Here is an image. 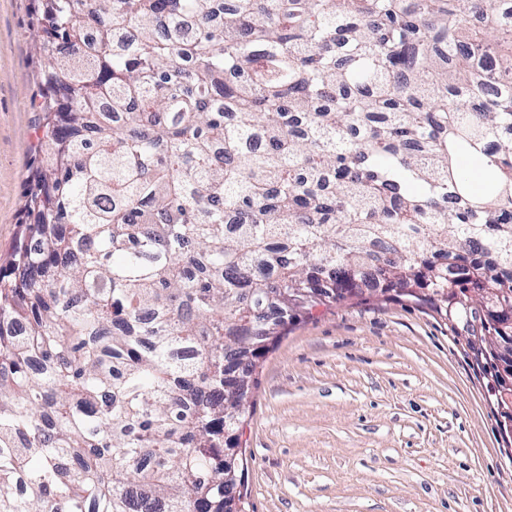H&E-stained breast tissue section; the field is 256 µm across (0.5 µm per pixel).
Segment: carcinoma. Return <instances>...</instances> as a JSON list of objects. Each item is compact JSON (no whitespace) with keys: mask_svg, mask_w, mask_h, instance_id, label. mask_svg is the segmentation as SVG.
Instances as JSON below:
<instances>
[{"mask_svg":"<svg viewBox=\"0 0 512 512\" xmlns=\"http://www.w3.org/2000/svg\"><path fill=\"white\" fill-rule=\"evenodd\" d=\"M40 2L0 512H225L224 438L295 312L365 288L512 307L501 0Z\"/></svg>","mask_w":512,"mask_h":512,"instance_id":"obj_1","label":"carcinoma"}]
</instances>
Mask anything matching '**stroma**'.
I'll return each mask as SVG.
<instances>
[{"mask_svg": "<svg viewBox=\"0 0 512 512\" xmlns=\"http://www.w3.org/2000/svg\"><path fill=\"white\" fill-rule=\"evenodd\" d=\"M35 0H0V269L30 217ZM474 305L368 292L289 320L258 363L246 512H512V436Z\"/></svg>", "mask_w": 512, "mask_h": 512, "instance_id": "35a3bbf8", "label": "stroma"}]
</instances>
